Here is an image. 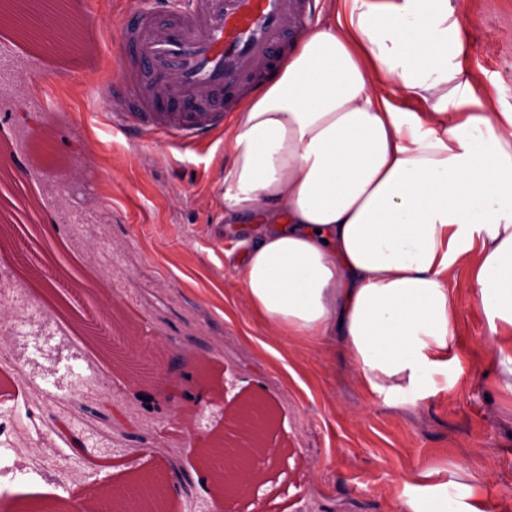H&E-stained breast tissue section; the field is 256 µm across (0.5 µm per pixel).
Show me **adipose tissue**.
<instances>
[{
    "instance_id": "1",
    "label": "adipose tissue",
    "mask_w": 512,
    "mask_h": 512,
    "mask_svg": "<svg viewBox=\"0 0 512 512\" xmlns=\"http://www.w3.org/2000/svg\"><path fill=\"white\" fill-rule=\"evenodd\" d=\"M330 3L224 134L247 304L271 335L337 342L367 395L416 393L456 358L465 267L511 380L512 111L462 79L450 0ZM396 512L458 510L437 483Z\"/></svg>"
}]
</instances>
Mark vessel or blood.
Returning <instances> with one entry per match:
<instances>
[{
  "label": "vessel or blood",
  "instance_id": "vessel-or-blood-1",
  "mask_svg": "<svg viewBox=\"0 0 512 512\" xmlns=\"http://www.w3.org/2000/svg\"><path fill=\"white\" fill-rule=\"evenodd\" d=\"M310 0H139L121 22L112 124L179 148L224 124Z\"/></svg>",
  "mask_w": 512,
  "mask_h": 512
}]
</instances>
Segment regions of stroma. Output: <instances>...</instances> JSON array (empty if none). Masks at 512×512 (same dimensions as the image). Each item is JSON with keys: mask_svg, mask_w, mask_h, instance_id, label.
Segmentation results:
<instances>
[{"mask_svg": "<svg viewBox=\"0 0 512 512\" xmlns=\"http://www.w3.org/2000/svg\"><path fill=\"white\" fill-rule=\"evenodd\" d=\"M452 2L464 78L512 107V0ZM68 3L85 20L83 56L0 24L13 56L0 69V432L14 448L0 512H55L134 469L179 476L167 512H395L430 468L447 470L449 498L477 483L486 512H512V391L471 286L455 291L457 359L423 394L367 397L335 350L270 336L224 254L223 131L183 151L113 132L94 78L114 72L126 0ZM111 306L120 328L103 323ZM126 334L163 349L162 387L129 381ZM240 400L263 407L275 463L257 497L220 502L198 479L194 436L224 431Z\"/></svg>", "mask_w": 512, "mask_h": 512, "instance_id": "35a3bbf8", "label": "stroma"}]
</instances>
